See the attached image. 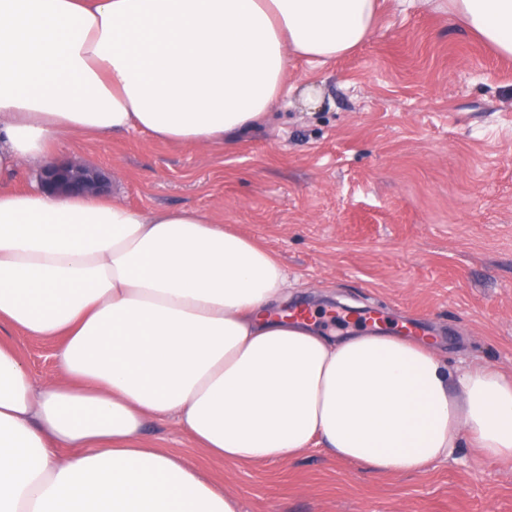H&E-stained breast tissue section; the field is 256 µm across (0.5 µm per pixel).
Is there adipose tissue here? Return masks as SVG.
I'll list each match as a JSON object with an SVG mask.
<instances>
[{
  "instance_id": "ef3b65f1",
  "label": "adipose tissue",
  "mask_w": 512,
  "mask_h": 512,
  "mask_svg": "<svg viewBox=\"0 0 512 512\" xmlns=\"http://www.w3.org/2000/svg\"><path fill=\"white\" fill-rule=\"evenodd\" d=\"M383 3L0 0V512H239L233 488L143 440L150 418L234 464L317 446L400 475L465 444L512 461V374L282 317L278 258L210 212L14 185L77 137L233 143L292 59L352 52ZM447 5L512 58V0ZM17 330L59 340L56 377L31 378Z\"/></svg>"
}]
</instances>
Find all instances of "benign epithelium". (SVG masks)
Returning <instances> with one entry per match:
<instances>
[{"label": "benign epithelium", "mask_w": 512, "mask_h": 512, "mask_svg": "<svg viewBox=\"0 0 512 512\" xmlns=\"http://www.w3.org/2000/svg\"><path fill=\"white\" fill-rule=\"evenodd\" d=\"M37 183L39 190L51 195H97L107 190L110 177L80 162L57 160L40 168Z\"/></svg>", "instance_id": "benign-epithelium-1"}]
</instances>
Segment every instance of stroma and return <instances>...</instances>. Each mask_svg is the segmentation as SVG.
Wrapping results in <instances>:
<instances>
[{"mask_svg": "<svg viewBox=\"0 0 512 512\" xmlns=\"http://www.w3.org/2000/svg\"><path fill=\"white\" fill-rule=\"evenodd\" d=\"M269 116L221 151L132 132L76 138L61 156L109 173L128 205L196 208L260 240L296 301L343 297L355 314L321 328L365 329L380 309L397 332L420 322L448 362L512 371V60L456 25L436 0H386L354 53L294 60ZM312 85L318 103L300 94ZM14 342L34 378L56 345ZM153 445L232 485L240 512H512V462L458 449L426 472L374 476L311 448L287 462L211 459L169 420Z\"/></svg>", "mask_w": 512, "mask_h": 512, "instance_id": "stroma-1", "label": "stroma"}]
</instances>
